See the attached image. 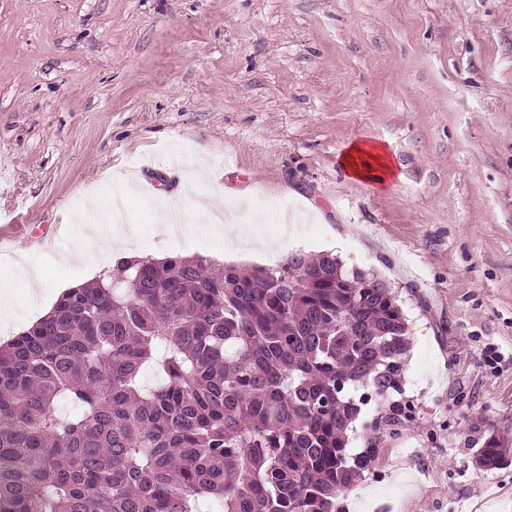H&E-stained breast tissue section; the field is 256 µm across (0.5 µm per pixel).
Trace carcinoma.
<instances>
[{
    "label": "carcinoma",
    "mask_w": 512,
    "mask_h": 512,
    "mask_svg": "<svg viewBox=\"0 0 512 512\" xmlns=\"http://www.w3.org/2000/svg\"><path fill=\"white\" fill-rule=\"evenodd\" d=\"M366 279L330 253L131 256L66 289L0 345V512H343L376 457L349 452L357 393L400 391L411 345Z\"/></svg>",
    "instance_id": "obj_1"
}]
</instances>
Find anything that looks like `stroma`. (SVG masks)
<instances>
[{
  "label": "stroma",
  "mask_w": 512,
  "mask_h": 512,
  "mask_svg": "<svg viewBox=\"0 0 512 512\" xmlns=\"http://www.w3.org/2000/svg\"><path fill=\"white\" fill-rule=\"evenodd\" d=\"M356 142L386 181L343 168ZM117 199L133 253L274 268L331 244L397 296L409 416L374 433L362 406L349 448L377 452L346 512H512V460L475 463L512 449V0H0L10 322L108 268L85 234ZM342 166L354 178L382 182L391 174V165L383 151L362 143L350 145L344 153ZM477 458L489 465L486 470L496 469L507 461V448H502L495 438H489L479 448Z\"/></svg>",
  "instance_id": "stroma-1"
}]
</instances>
